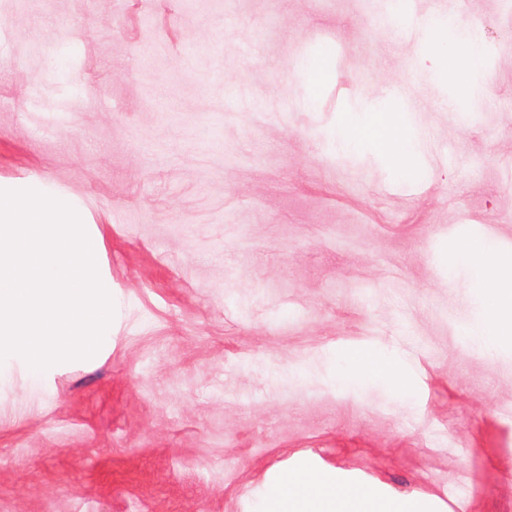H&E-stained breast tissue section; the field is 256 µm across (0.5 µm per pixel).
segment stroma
<instances>
[{"label": "stroma", "instance_id": "stroma-1", "mask_svg": "<svg viewBox=\"0 0 512 512\" xmlns=\"http://www.w3.org/2000/svg\"><path fill=\"white\" fill-rule=\"evenodd\" d=\"M411 5L483 26L468 125L381 0H0V182L80 202L114 308L100 360L0 381V512H256L303 460L512 512V341L468 350L446 253L512 257V0ZM324 49L313 93L299 61ZM399 86L430 176L321 147ZM356 350L403 352L409 393L339 384Z\"/></svg>", "mask_w": 512, "mask_h": 512}]
</instances>
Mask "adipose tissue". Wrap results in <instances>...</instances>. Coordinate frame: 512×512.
Wrapping results in <instances>:
<instances>
[{
	"label": "adipose tissue",
	"mask_w": 512,
	"mask_h": 512,
	"mask_svg": "<svg viewBox=\"0 0 512 512\" xmlns=\"http://www.w3.org/2000/svg\"><path fill=\"white\" fill-rule=\"evenodd\" d=\"M424 51L419 68L435 72L459 90L448 106L463 117L484 103L495 73L488 63L482 27L460 28L451 20L422 27ZM325 145L339 156L372 152L392 162L397 175L406 181L423 178L425 163L420 153V133L409 113L397 111L386 102L349 113L330 133ZM493 240L452 239L448 254L453 265L472 274L471 313L462 327L469 346L482 354L496 353L504 337H512V259H497ZM338 381L353 385L378 380L390 390L406 391V377L397 359L372 351H355L343 358ZM259 512H424L412 498L386 500L377 490L356 495L330 473L303 466L288 471L262 502Z\"/></svg>",
	"instance_id": "ef3b65f1"
}]
</instances>
